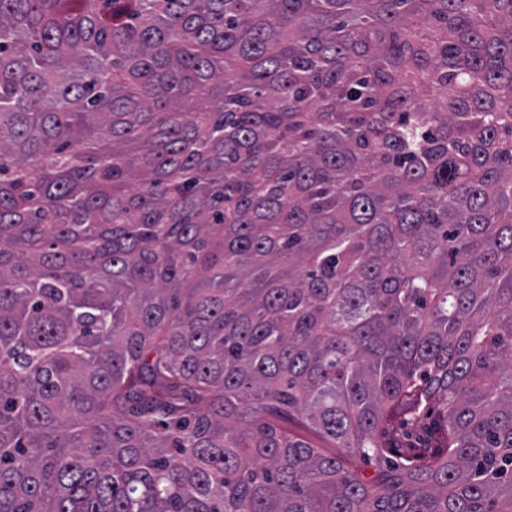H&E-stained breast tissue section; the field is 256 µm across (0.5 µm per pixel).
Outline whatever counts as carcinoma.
<instances>
[{"instance_id":"carcinoma-1","label":"carcinoma","mask_w":512,"mask_h":512,"mask_svg":"<svg viewBox=\"0 0 512 512\" xmlns=\"http://www.w3.org/2000/svg\"><path fill=\"white\" fill-rule=\"evenodd\" d=\"M0 512H512V0H0Z\"/></svg>"}]
</instances>
